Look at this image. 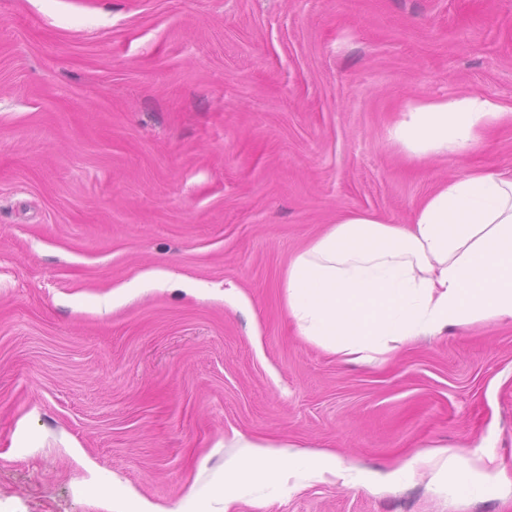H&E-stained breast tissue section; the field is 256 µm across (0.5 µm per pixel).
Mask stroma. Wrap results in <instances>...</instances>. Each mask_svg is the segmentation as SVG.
I'll return each mask as SVG.
<instances>
[{
	"label": "stroma",
	"mask_w": 512,
	"mask_h": 512,
	"mask_svg": "<svg viewBox=\"0 0 512 512\" xmlns=\"http://www.w3.org/2000/svg\"><path fill=\"white\" fill-rule=\"evenodd\" d=\"M460 97L512 107V0H0V512H134L122 486L179 512L193 485L203 512H512L511 321L343 362L282 288L338 216L512 172V121L451 158L392 145ZM237 432L373 477L429 442L493 460L477 496L424 467L228 507Z\"/></svg>",
	"instance_id": "1"
}]
</instances>
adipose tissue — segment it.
<instances>
[{"mask_svg":"<svg viewBox=\"0 0 512 512\" xmlns=\"http://www.w3.org/2000/svg\"><path fill=\"white\" fill-rule=\"evenodd\" d=\"M512 121V109L489 99L432 100L409 108L390 139L414 159L474 148L482 127ZM285 308L298 336L347 361L390 357L452 327L512 320V175L473 171L438 185L409 223L371 212L336 219L293 255L284 277ZM246 458L213 493L224 503L271 500L284 476L326 474L365 484V474L329 452H309L235 434ZM456 459L449 497L470 493L475 460L429 443L392 470L406 478L427 462Z\"/></svg>","mask_w":512,"mask_h":512,"instance_id":"obj_1","label":"adipose tissue"}]
</instances>
